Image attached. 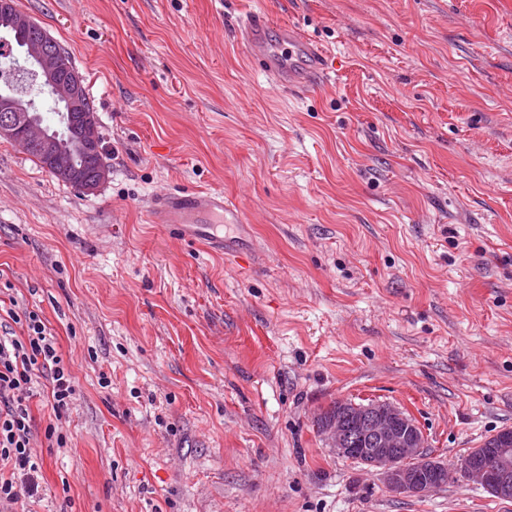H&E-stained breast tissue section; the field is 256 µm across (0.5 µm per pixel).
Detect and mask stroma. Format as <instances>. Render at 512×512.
<instances>
[{"mask_svg": "<svg viewBox=\"0 0 512 512\" xmlns=\"http://www.w3.org/2000/svg\"><path fill=\"white\" fill-rule=\"evenodd\" d=\"M86 79L106 179L0 138V308L45 319L75 397L29 401L26 512H512L462 460L512 428V0H16ZM254 11L333 68L276 88ZM222 192L246 255L147 221ZM109 387H102V380ZM385 401L452 479L423 497L314 418Z\"/></svg>", "mask_w": 512, "mask_h": 512, "instance_id": "obj_1", "label": "stroma"}]
</instances>
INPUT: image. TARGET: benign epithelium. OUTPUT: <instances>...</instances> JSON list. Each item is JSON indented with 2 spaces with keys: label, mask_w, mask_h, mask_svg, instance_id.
Segmentation results:
<instances>
[{
  "label": "benign epithelium",
  "mask_w": 512,
  "mask_h": 512,
  "mask_svg": "<svg viewBox=\"0 0 512 512\" xmlns=\"http://www.w3.org/2000/svg\"><path fill=\"white\" fill-rule=\"evenodd\" d=\"M29 65L49 82L53 76L65 69L60 57L51 52L47 37L36 38L23 49ZM81 78L71 75L60 89V100L64 111L70 112L78 105ZM26 106L17 101L8 112L0 115V135L14 138L21 119L26 116ZM43 147L47 168L56 172H71V155L61 150L55 137L43 133L39 137ZM342 409L336 420L329 423L328 438L336 453L357 454L369 467L380 471L386 486L395 493L407 496H424L435 490L431 478L419 476L409 466L413 458L421 455L425 448V437L421 428L398 407L382 401H372L367 405H351L339 401ZM357 427L361 437L370 447L356 450L350 447V429ZM465 470L477 479L488 491L506 497L512 494V431L501 434L496 455L492 461L475 466L472 461L463 462Z\"/></svg>",
  "instance_id": "7a95c632"
}]
</instances>
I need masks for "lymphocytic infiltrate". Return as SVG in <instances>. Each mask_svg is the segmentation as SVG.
Here are the masks:
<instances>
[{
	"instance_id": "1",
	"label": "lymphocytic infiltrate",
	"mask_w": 512,
	"mask_h": 512,
	"mask_svg": "<svg viewBox=\"0 0 512 512\" xmlns=\"http://www.w3.org/2000/svg\"><path fill=\"white\" fill-rule=\"evenodd\" d=\"M24 321V336H0V512L37 497L39 464L33 452L28 400L40 376L50 381L56 418H63L75 389L65 360L45 321L37 312L11 313Z\"/></svg>"
}]
</instances>
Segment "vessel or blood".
Masks as SVG:
<instances>
[{
  "instance_id": "vessel-or-blood-1",
  "label": "vessel or blood",
  "mask_w": 512,
  "mask_h": 512,
  "mask_svg": "<svg viewBox=\"0 0 512 512\" xmlns=\"http://www.w3.org/2000/svg\"><path fill=\"white\" fill-rule=\"evenodd\" d=\"M238 33L247 57L278 88L299 90L329 71L328 54L315 39L293 25L273 23L265 13L245 16ZM232 212L222 193L173 191L152 200L149 221L168 225L184 239L220 250L224 240L214 234L212 226Z\"/></svg>"
}]
</instances>
